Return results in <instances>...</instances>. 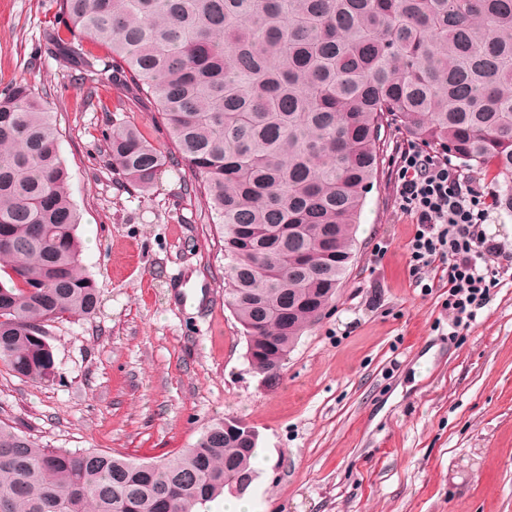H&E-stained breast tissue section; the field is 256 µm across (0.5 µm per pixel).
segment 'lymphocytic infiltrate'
Masks as SVG:
<instances>
[{"instance_id": "f902f5d3", "label": "lymphocytic infiltrate", "mask_w": 512, "mask_h": 512, "mask_svg": "<svg viewBox=\"0 0 512 512\" xmlns=\"http://www.w3.org/2000/svg\"><path fill=\"white\" fill-rule=\"evenodd\" d=\"M395 194L416 224L409 242L414 269L447 264L454 325L476 317L496 280L491 260L499 248L480 230L497 206L495 192L474 186L447 155L407 142L398 147Z\"/></svg>"}]
</instances>
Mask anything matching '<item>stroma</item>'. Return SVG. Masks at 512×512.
<instances>
[{
    "mask_svg": "<svg viewBox=\"0 0 512 512\" xmlns=\"http://www.w3.org/2000/svg\"><path fill=\"white\" fill-rule=\"evenodd\" d=\"M53 12L51 0H0V87L47 92L100 306L53 324V380L0 366V418L51 448L140 461L244 419L268 459L246 493L255 512H512V262L497 259L491 302L454 327L447 268L411 267L415 224L389 163L335 301L263 382L224 303L205 199L186 195L181 166L146 192L112 172L101 128L167 134L134 92L112 89L113 113L88 105L74 66L39 49Z\"/></svg>",
    "mask_w": 512,
    "mask_h": 512,
    "instance_id": "35a3bbf8",
    "label": "stroma"
}]
</instances>
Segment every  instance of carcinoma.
<instances>
[{
  "mask_svg": "<svg viewBox=\"0 0 512 512\" xmlns=\"http://www.w3.org/2000/svg\"><path fill=\"white\" fill-rule=\"evenodd\" d=\"M44 48L150 99L163 150L103 134L110 168L147 190L183 164L222 234L224 302L250 365L284 364L354 259L368 190L398 128L502 179L512 206V0H55ZM108 49L104 58L84 43ZM80 215L37 87L0 89V365L55 376L49 327L90 317ZM226 418L175 456L46 448L0 420V512H201L257 445Z\"/></svg>",
  "mask_w": 512,
  "mask_h": 512,
  "instance_id": "1",
  "label": "carcinoma"
}]
</instances>
